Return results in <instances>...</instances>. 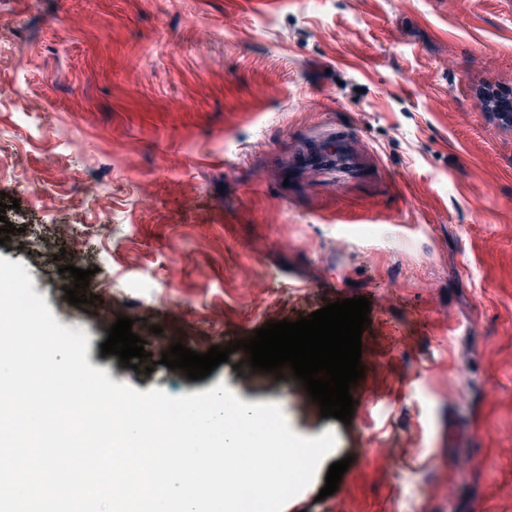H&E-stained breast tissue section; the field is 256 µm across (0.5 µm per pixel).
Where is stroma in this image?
I'll return each mask as SVG.
<instances>
[{"mask_svg": "<svg viewBox=\"0 0 512 512\" xmlns=\"http://www.w3.org/2000/svg\"><path fill=\"white\" fill-rule=\"evenodd\" d=\"M512 89V0H0V192L23 263L57 322L84 331L87 361L140 392L225 384L276 403L291 430L335 446L282 512H469L512 498V413L480 452L488 395L512 400V250L475 254L512 227V124L480 86ZM351 123L384 180L287 179L301 142ZM47 193L30 194L32 179ZM100 202L84 204L88 185ZM63 193L72 210L56 211ZM66 224L93 269L30 254L21 227ZM354 296L371 303L350 423L320 415L299 381L252 371L245 351L187 379L162 365ZM133 318L150 374L102 356ZM163 329L160 341L151 326ZM396 401H388L391 392ZM352 462L320 498L331 464ZM461 460L456 475L448 464Z\"/></svg>", "mask_w": 512, "mask_h": 512, "instance_id": "35a3bbf8", "label": "stroma"}]
</instances>
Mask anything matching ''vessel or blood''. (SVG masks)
<instances>
[{
	"label": "vessel or blood",
	"mask_w": 512,
	"mask_h": 512,
	"mask_svg": "<svg viewBox=\"0 0 512 512\" xmlns=\"http://www.w3.org/2000/svg\"><path fill=\"white\" fill-rule=\"evenodd\" d=\"M297 172L314 171L345 185L356 182L375 181L382 171L375 157L367 151L352 129L340 125H326L323 133L308 139L302 152L294 159ZM488 411L475 426L474 432L484 445L496 442V422L505 408L496 397L486 400Z\"/></svg>",
	"instance_id": "b4317fda"
}]
</instances>
